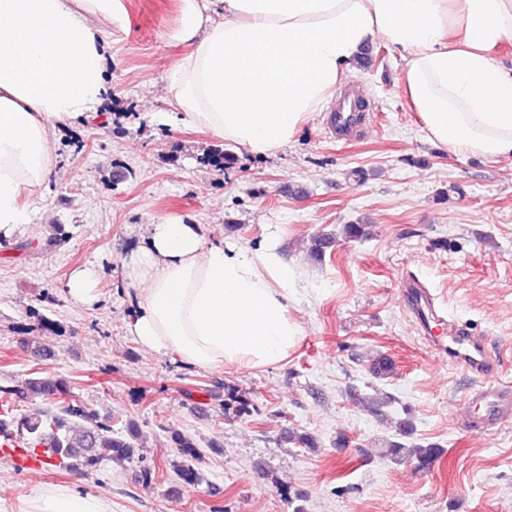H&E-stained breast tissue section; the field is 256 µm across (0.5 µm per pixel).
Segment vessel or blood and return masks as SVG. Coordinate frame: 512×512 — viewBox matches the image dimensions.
Listing matches in <instances>:
<instances>
[{
	"label": "vessel or blood",
	"mask_w": 512,
	"mask_h": 512,
	"mask_svg": "<svg viewBox=\"0 0 512 512\" xmlns=\"http://www.w3.org/2000/svg\"><path fill=\"white\" fill-rule=\"evenodd\" d=\"M359 90L344 91L327 111V126L334 138L356 139L361 130L358 103ZM438 325L448 328L445 352L449 362L461 367L474 381L464 405L468 415L464 428L472 433L486 434L512 422V384L495 380L499 361L490 353L486 337L475 335L456 324L438 318Z\"/></svg>",
	"instance_id": "vessel-or-blood-1"
}]
</instances>
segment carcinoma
<instances>
[{
    "instance_id": "cac0c4a2",
    "label": "carcinoma",
    "mask_w": 512,
    "mask_h": 512,
    "mask_svg": "<svg viewBox=\"0 0 512 512\" xmlns=\"http://www.w3.org/2000/svg\"><path fill=\"white\" fill-rule=\"evenodd\" d=\"M0 394L16 403L37 398L61 403L57 410L41 415H22L11 422L0 419L1 434L16 428L18 435L25 438L26 447L58 459L56 465L60 467L94 471L106 458L121 462L135 453L134 434L126 437L115 433L109 418L72 398L67 382L61 379L34 372L15 386H0ZM443 453L444 449L434 443L411 445L403 440H389L380 456L391 462L411 460L428 469Z\"/></svg>"
}]
</instances>
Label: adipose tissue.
Here are the masks:
<instances>
[{"mask_svg":"<svg viewBox=\"0 0 512 512\" xmlns=\"http://www.w3.org/2000/svg\"><path fill=\"white\" fill-rule=\"evenodd\" d=\"M123 0H0V241L29 224L21 198L53 170V132L93 115L111 87L107 59ZM404 53L403 91L437 148L512 159V0H180L163 34L185 45L169 69L167 119L255 154L288 145L333 96L363 47ZM137 342L202 368L270 366L302 334L303 286L276 242L211 240L161 219L122 260ZM21 512H112L97 495L34 490Z\"/></svg>","mask_w":512,"mask_h":512,"instance_id":"ef3b65f1","label":"adipose tissue"}]
</instances>
